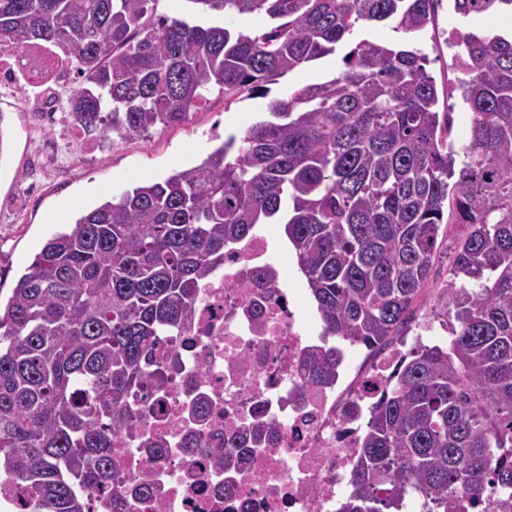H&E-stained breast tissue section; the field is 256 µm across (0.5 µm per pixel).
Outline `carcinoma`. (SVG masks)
<instances>
[{"label":"carcinoma","mask_w":512,"mask_h":512,"mask_svg":"<svg viewBox=\"0 0 512 512\" xmlns=\"http://www.w3.org/2000/svg\"><path fill=\"white\" fill-rule=\"evenodd\" d=\"M0 0V52L72 56L75 123L102 142L145 137L232 103L336 51L360 22L432 23L440 0ZM489 21L458 42L469 137L448 113L421 50L362 40L333 78L269 105L195 166L140 181L79 211L49 238L0 309V471L25 512H91L75 491L112 487L132 512L112 437L136 435L135 392L160 388L161 336L182 335L224 249L282 224L322 323L351 347H387L430 279L441 225L463 227L441 309L452 337L403 356L367 417L353 491L336 512H512V0H454ZM262 14L252 32L233 18ZM462 157L456 167V157ZM464 278L473 287L456 286ZM331 348L312 375H336ZM248 434L224 449L249 446Z\"/></svg>","instance_id":"obj_1"}]
</instances>
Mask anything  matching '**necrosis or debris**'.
Returning a JSON list of instances; mask_svg holds the SVG:
<instances>
[{
  "mask_svg": "<svg viewBox=\"0 0 512 512\" xmlns=\"http://www.w3.org/2000/svg\"><path fill=\"white\" fill-rule=\"evenodd\" d=\"M0 83L26 85L45 112H60L71 70L57 53L19 46L0 53ZM309 313L287 286L274 237L262 231L224 252V270L199 290L192 328L156 348L170 369L153 410L137 425L165 451L156 457L118 438L112 463L126 477L133 512H336L353 490L362 420L402 351L394 349L362 384L336 389L312 382ZM209 412L198 418L196 399ZM263 444L223 465L214 449L242 427ZM149 483L150 496L137 495Z\"/></svg>",
  "mask_w": 512,
  "mask_h": 512,
  "instance_id": "1",
  "label": "necrosis or debris"
}]
</instances>
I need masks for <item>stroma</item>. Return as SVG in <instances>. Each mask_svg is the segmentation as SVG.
<instances>
[{
    "mask_svg": "<svg viewBox=\"0 0 512 512\" xmlns=\"http://www.w3.org/2000/svg\"><path fill=\"white\" fill-rule=\"evenodd\" d=\"M486 27L483 19L461 18L453 0H441L433 24L421 32L406 34L390 24L360 26L335 53L281 78L267 96L228 105L214 92L208 108L183 123L156 128L147 138L119 140L107 148L88 138L67 142L58 124L34 111L33 95L16 87L0 96V287L12 288L44 242L60 230L56 215L62 207L74 212L120 196L134 180H158L174 169L200 163L217 139L240 134L260 120L271 101L333 77L343 68V56L364 39L395 47L409 45L428 55V70L442 94L439 108L448 114V141L461 145L470 112L462 99L464 75L455 65L453 35ZM459 232V226L452 224L440 233L445 245L437 252L430 281L413 304L414 324L429 322L438 331L445 326L447 317L438 299L448 285L446 245Z\"/></svg>",
    "mask_w": 512,
    "mask_h": 512,
    "instance_id": "1",
    "label": "stroma"
}]
</instances>
